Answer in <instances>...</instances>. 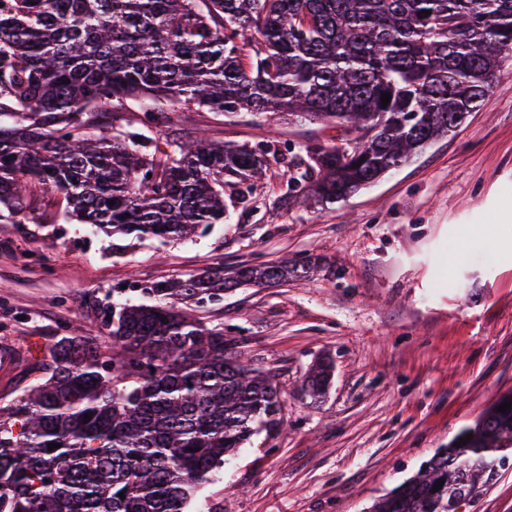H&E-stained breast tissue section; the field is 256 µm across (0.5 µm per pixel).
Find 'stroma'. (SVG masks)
Segmentation results:
<instances>
[{
    "instance_id": "35a3bbf8",
    "label": "stroma",
    "mask_w": 512,
    "mask_h": 512,
    "mask_svg": "<svg viewBox=\"0 0 512 512\" xmlns=\"http://www.w3.org/2000/svg\"><path fill=\"white\" fill-rule=\"evenodd\" d=\"M202 131L279 160L251 195L225 189V223L191 239L0 222V401L40 378L54 337L103 335L95 306L152 303L145 287L217 265L305 263L308 277L193 306L272 376L284 429L228 457L187 512H368L512 392V52L462 126L326 206L286 182L304 145L333 130L201 109L176 113L157 141ZM324 356L333 378L314 401L302 384ZM462 512H512V466Z\"/></svg>"
}]
</instances>
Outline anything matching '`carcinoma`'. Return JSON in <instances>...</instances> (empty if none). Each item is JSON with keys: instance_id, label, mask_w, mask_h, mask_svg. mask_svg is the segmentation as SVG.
<instances>
[{"instance_id": "cac0c4a2", "label": "carcinoma", "mask_w": 512, "mask_h": 512, "mask_svg": "<svg viewBox=\"0 0 512 512\" xmlns=\"http://www.w3.org/2000/svg\"><path fill=\"white\" fill-rule=\"evenodd\" d=\"M505 51L512 0H0V219L38 221L53 191L106 234L176 241L224 223V186L251 190L266 146L200 134L165 151L127 131L201 108L336 130L287 182L333 204L476 111ZM308 273L285 259L166 281L155 305L104 310L106 336L57 337L43 375L0 403V512H185L224 457L280 424L271 376L188 301ZM332 372L317 362L305 393L321 397ZM469 433L371 512H455L477 496L512 456V411L487 410L455 441Z\"/></svg>"}]
</instances>
